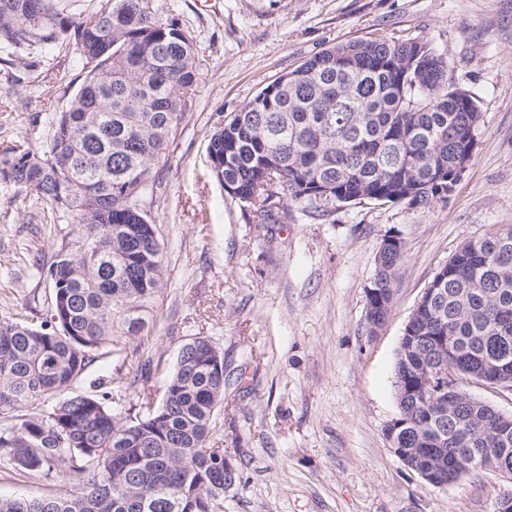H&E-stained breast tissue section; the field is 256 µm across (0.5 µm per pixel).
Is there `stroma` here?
Wrapping results in <instances>:
<instances>
[{
	"mask_svg": "<svg viewBox=\"0 0 512 512\" xmlns=\"http://www.w3.org/2000/svg\"><path fill=\"white\" fill-rule=\"evenodd\" d=\"M193 38L194 102L156 168L146 209L164 244L165 287L147 335L115 338L74 393L133 379L125 404H158L180 349L208 337L224 354V402L213 439L237 474L224 512H494L512 480L477 470L444 487L425 482L385 435L398 415L395 363L424 290L461 246L512 224V0H158ZM427 42L448 78L483 114L472 158L447 200L288 204L262 224L212 177L207 145L225 116L326 46L368 38ZM0 46V143L39 145L47 118L79 88L72 45ZM79 226L33 193L0 183V318L40 325L47 269ZM403 259L395 302L370 335L367 290L383 238ZM75 481L21 474L0 462V497L41 496Z\"/></svg>",
	"mask_w": 512,
	"mask_h": 512,
	"instance_id": "35a3bbf8",
	"label": "stroma"
}]
</instances>
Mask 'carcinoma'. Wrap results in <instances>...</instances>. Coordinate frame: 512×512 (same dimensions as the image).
Instances as JSON below:
<instances>
[{"mask_svg":"<svg viewBox=\"0 0 512 512\" xmlns=\"http://www.w3.org/2000/svg\"><path fill=\"white\" fill-rule=\"evenodd\" d=\"M60 2L0 0V45L48 51L68 42L87 69L41 146L0 148V181L74 214L86 245L49 266L43 325L0 319V461L22 474L72 477L78 489L0 497V512H223L224 449L208 447V438L224 404L216 362L224 353L205 336L179 352L156 407L133 413L120 398L84 393L42 417L17 414L71 389L112 337L143 330L164 276L144 205L199 76L193 38L162 17L156 0H102L78 16ZM482 119L427 43L339 42L224 120L208 160L220 185L264 224L278 222L284 199L426 207L447 199ZM401 259L386 248L376 267L372 333L393 305ZM414 335L415 349L395 367L399 415L408 422L402 444L415 452L414 468H434L450 483L481 469L512 477V432L501 437L491 406L452 393L441 419L417 389L420 371L448 359L470 378L495 365L512 376V225L460 248ZM438 336L451 337L453 348Z\"/></svg>","mask_w":512,"mask_h":512,"instance_id":"cac0c4a2","label":"carcinoma"}]
</instances>
